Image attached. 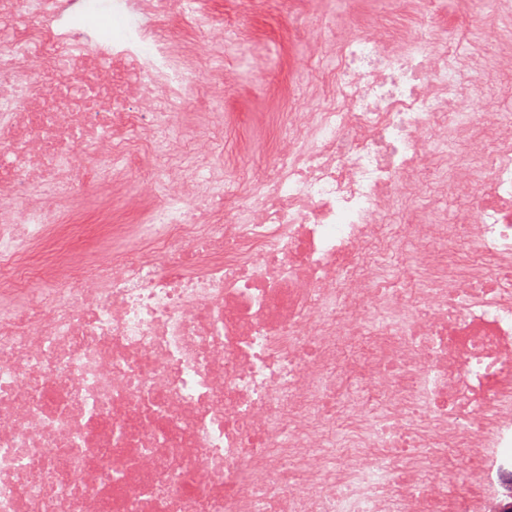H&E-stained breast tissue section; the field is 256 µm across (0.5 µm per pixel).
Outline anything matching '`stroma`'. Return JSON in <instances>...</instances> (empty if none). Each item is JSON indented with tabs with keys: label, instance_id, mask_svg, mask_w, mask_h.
Returning a JSON list of instances; mask_svg holds the SVG:
<instances>
[{
	"label": "stroma",
	"instance_id": "35a3bbf8",
	"mask_svg": "<svg viewBox=\"0 0 512 512\" xmlns=\"http://www.w3.org/2000/svg\"><path fill=\"white\" fill-rule=\"evenodd\" d=\"M216 16L241 18L251 40L225 46L224 130L215 136L217 155L233 179L264 175L279 144L281 118L293 111L302 90L322 85L335 62L300 28L303 18L335 20L339 32L379 21L388 37L409 33L419 23L400 0H207Z\"/></svg>",
	"mask_w": 512,
	"mask_h": 512
}]
</instances>
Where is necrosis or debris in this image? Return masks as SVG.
Returning a JSON list of instances; mask_svg holds the SVG:
<instances>
[{
    "label": "necrosis or debris",
    "instance_id": "necrosis-or-debris-1",
    "mask_svg": "<svg viewBox=\"0 0 512 512\" xmlns=\"http://www.w3.org/2000/svg\"><path fill=\"white\" fill-rule=\"evenodd\" d=\"M109 9L106 38L98 0H0V512H512V113L473 90L486 62L432 22L350 33L228 204L246 30L203 0ZM131 186L145 221L113 223Z\"/></svg>",
    "mask_w": 512,
    "mask_h": 512
}]
</instances>
